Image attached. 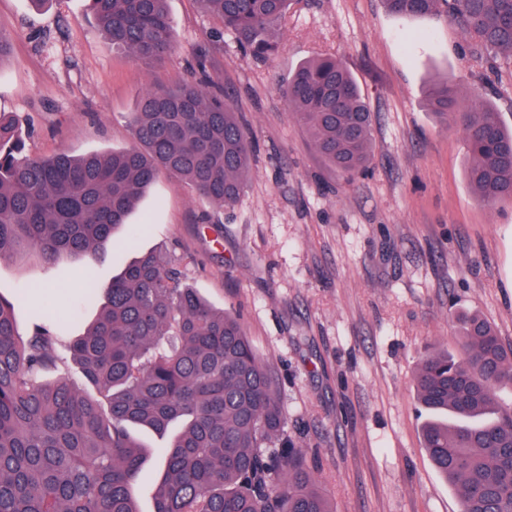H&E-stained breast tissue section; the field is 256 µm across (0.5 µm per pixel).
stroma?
<instances>
[{"instance_id": "1", "label": "stroma", "mask_w": 512, "mask_h": 512, "mask_svg": "<svg viewBox=\"0 0 512 512\" xmlns=\"http://www.w3.org/2000/svg\"><path fill=\"white\" fill-rule=\"evenodd\" d=\"M176 47L150 65L113 46L88 0H0L16 37L0 61V112L17 115L26 151L48 157L133 146L129 114L147 88L206 63L257 144L246 188L219 209L160 176L93 258L100 283L133 257L167 253L184 283L240 316L271 370L288 421L333 512H461L458 492L422 445L415 374L432 351L459 354L452 314L476 313L512 345V202L490 206L471 188L462 130L425 101L430 85L481 98L512 129V63L465 53L462 30L439 14L389 13L383 0H295L280 49L244 57L196 0H168ZM335 57L373 112L367 168L332 169L282 93L305 61ZM77 261H0V296L81 334Z\"/></svg>"}]
</instances>
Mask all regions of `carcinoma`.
I'll use <instances>...</instances> for the list:
<instances>
[{"label":"carcinoma","instance_id":"carcinoma-1","mask_svg":"<svg viewBox=\"0 0 512 512\" xmlns=\"http://www.w3.org/2000/svg\"><path fill=\"white\" fill-rule=\"evenodd\" d=\"M196 2L245 56L278 53L292 0ZM384 2L396 15L445 14L472 54L512 63V0ZM89 10L112 44L144 63L174 50L166 0H89ZM215 85L205 75L147 89L131 113L136 145L81 156L25 154L19 119L1 112L0 260L51 266L105 254L162 174L216 208L233 207L253 140ZM283 94L330 167L347 176L365 168L373 115L334 57L301 64ZM427 101L462 128L479 197L512 201V131L497 113L465 104L446 81L429 87ZM79 287L98 313L67 357L50 312L33 316L23 335L0 296V512H140L135 488L153 448L138 429L166 440L153 512H331L302 455L275 445L286 416L243 325L183 286L171 258L147 253L112 282L85 276ZM456 321L461 354L433 352L416 371L423 447L459 492L461 512H512V410L496 394L512 384V347L476 313ZM70 361L108 410L64 374L45 380Z\"/></svg>","mask_w":512,"mask_h":512}]
</instances>
